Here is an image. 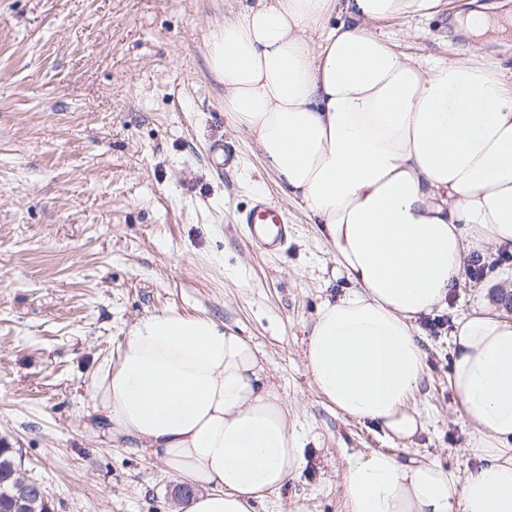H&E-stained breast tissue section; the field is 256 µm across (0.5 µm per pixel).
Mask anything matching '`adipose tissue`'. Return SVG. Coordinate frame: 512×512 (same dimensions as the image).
Wrapping results in <instances>:
<instances>
[{"instance_id":"ef3b65f1","label":"adipose tissue","mask_w":512,"mask_h":512,"mask_svg":"<svg viewBox=\"0 0 512 512\" xmlns=\"http://www.w3.org/2000/svg\"><path fill=\"white\" fill-rule=\"evenodd\" d=\"M331 2L257 0L212 37L210 68L355 284L309 331L314 387L408 439L422 427L416 320L444 307L466 249L512 247V84L480 52L420 63L374 33L436 0H343V21L311 44ZM452 344L476 466L460 479L413 457L351 455L346 512H512V315L481 301ZM93 391L113 435L201 487L189 512H255L302 464L259 347L212 319L140 321Z\"/></svg>"}]
</instances>
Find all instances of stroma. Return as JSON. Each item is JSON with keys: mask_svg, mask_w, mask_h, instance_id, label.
<instances>
[{"mask_svg": "<svg viewBox=\"0 0 512 512\" xmlns=\"http://www.w3.org/2000/svg\"><path fill=\"white\" fill-rule=\"evenodd\" d=\"M256 0H0V445L55 512H187L181 481L100 425L91 378L130 331L175 310L224 323L265 352L303 435L304 464L258 512H345L350 455L413 453L465 477L470 426L449 385L456 319L512 297V248L466 251L445 307L419 318L426 377L413 440L336 410L313 387L307 335L352 283L255 139L224 113L211 37ZM512 17V0H440L374 25L414 60L473 49L458 15ZM221 140L239 163L213 166ZM275 204L283 252L241 217ZM481 274H473L474 265Z\"/></svg>", "mask_w": 512, "mask_h": 512, "instance_id": "35a3bbf8", "label": "stroma"}]
</instances>
